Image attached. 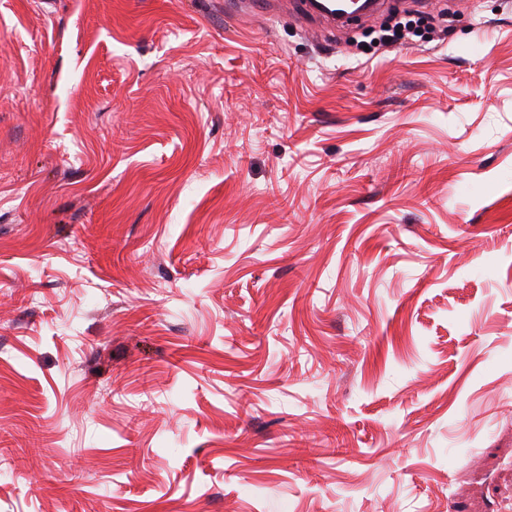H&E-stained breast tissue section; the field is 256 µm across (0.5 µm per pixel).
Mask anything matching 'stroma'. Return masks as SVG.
Here are the masks:
<instances>
[{
  "label": "stroma",
  "instance_id": "35a3bbf8",
  "mask_svg": "<svg viewBox=\"0 0 512 512\" xmlns=\"http://www.w3.org/2000/svg\"><path fill=\"white\" fill-rule=\"evenodd\" d=\"M406 10L0 0V512H512V0ZM279 0H226L224 9L233 13L239 18H245L252 21L254 18L270 17L275 6L279 5ZM323 0H293V8L298 15H305L310 17L321 16L333 24L343 25L354 18L367 17L376 7L377 2L372 1L369 7L359 13H346L336 15L335 12H326L321 10L317 4Z\"/></svg>",
  "mask_w": 512,
  "mask_h": 512
}]
</instances>
